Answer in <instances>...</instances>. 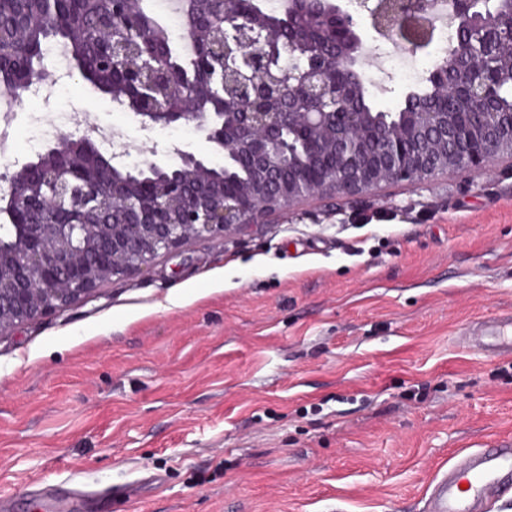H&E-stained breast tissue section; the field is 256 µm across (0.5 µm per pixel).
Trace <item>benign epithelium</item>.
Returning a JSON list of instances; mask_svg holds the SVG:
<instances>
[{
    "label": "benign epithelium",
    "mask_w": 512,
    "mask_h": 512,
    "mask_svg": "<svg viewBox=\"0 0 512 512\" xmlns=\"http://www.w3.org/2000/svg\"><path fill=\"white\" fill-rule=\"evenodd\" d=\"M20 2L11 32L0 34V90L16 98L47 77L42 55L20 82L5 76V55L31 56L29 32L50 4ZM105 2L94 28L98 70L118 76L124 103L144 125L191 123L224 153V165L178 149L175 165H115L122 154L105 156L76 128L59 132L37 160L1 173L9 226L0 228V335L194 238L241 231L295 202L463 176L512 157V112L492 111L495 86L476 78L512 57V9L496 0H450L448 23L480 52L451 55L430 74L474 111L395 114L360 108L368 54L354 11L331 0H284L288 14L301 5L309 17L340 20L343 39L314 25L307 44L281 42L260 0L242 22L229 13L234 0H181L194 70L174 85L157 64L172 55L165 27L141 0ZM436 5L358 0L378 36L413 54L432 43ZM84 30V18L60 16L44 33H63L75 46Z\"/></svg>",
    "instance_id": "7a95c632"
}]
</instances>
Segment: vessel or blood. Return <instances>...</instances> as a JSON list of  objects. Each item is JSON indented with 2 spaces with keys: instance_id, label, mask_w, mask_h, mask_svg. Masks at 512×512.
Listing matches in <instances>:
<instances>
[{
  "instance_id": "1",
  "label": "vessel or blood",
  "mask_w": 512,
  "mask_h": 512,
  "mask_svg": "<svg viewBox=\"0 0 512 512\" xmlns=\"http://www.w3.org/2000/svg\"><path fill=\"white\" fill-rule=\"evenodd\" d=\"M475 345L512 356V312L485 325ZM512 494V441H502L459 458L438 477L427 499L428 512H484Z\"/></svg>"
}]
</instances>
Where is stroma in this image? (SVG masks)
I'll return each instance as SVG.
<instances>
[{"label":"stroma","mask_w":512,"mask_h":512,"mask_svg":"<svg viewBox=\"0 0 512 512\" xmlns=\"http://www.w3.org/2000/svg\"><path fill=\"white\" fill-rule=\"evenodd\" d=\"M16 107L0 173L73 111L132 161H221L143 126L77 65ZM374 110L415 82L365 66ZM512 311V159L303 200L203 236L0 335V512H424L436 476L512 439V357L462 343Z\"/></svg>","instance_id":"35a3bbf8"}]
</instances>
